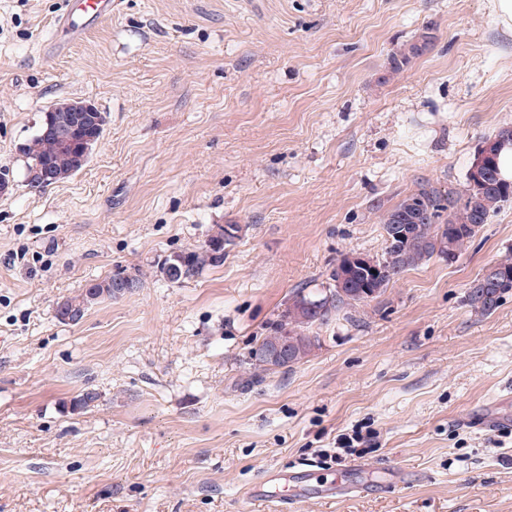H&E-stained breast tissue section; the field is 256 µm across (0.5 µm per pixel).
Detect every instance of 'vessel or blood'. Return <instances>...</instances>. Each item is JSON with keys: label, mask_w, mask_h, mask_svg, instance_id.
<instances>
[{"label": "vessel or blood", "mask_w": 512, "mask_h": 512, "mask_svg": "<svg viewBox=\"0 0 512 512\" xmlns=\"http://www.w3.org/2000/svg\"><path fill=\"white\" fill-rule=\"evenodd\" d=\"M117 0H64L51 37L44 43L48 56L66 53L104 20L110 19ZM337 482L317 483L312 471L300 472L271 468L255 480L249 500L262 501L275 512H289L293 504L309 498L329 499L335 496Z\"/></svg>", "instance_id": "b4317fda"}]
</instances>
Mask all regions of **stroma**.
<instances>
[{
    "label": "stroma",
    "mask_w": 512,
    "mask_h": 512,
    "mask_svg": "<svg viewBox=\"0 0 512 512\" xmlns=\"http://www.w3.org/2000/svg\"><path fill=\"white\" fill-rule=\"evenodd\" d=\"M60 2L0 0V512H269L249 484L311 462L360 494L296 512H512V427L479 424L512 419V292L489 316L466 302L512 255V204L300 363H248L295 289L328 287L342 254L381 256L384 210L461 186L512 126V33L488 0H120L46 57ZM64 100L95 104L104 135L31 189L22 147ZM228 224L222 264L161 274ZM118 270L138 288L55 319ZM355 427L372 452L322 462ZM389 468L402 482L381 483ZM431 40L432 36L429 33H422L403 50L393 53L390 59L392 72L403 70L413 58L420 56L428 48Z\"/></svg>",
    "instance_id": "obj_1"
}]
</instances>
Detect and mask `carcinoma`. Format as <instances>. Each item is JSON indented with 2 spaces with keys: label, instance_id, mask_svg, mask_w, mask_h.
I'll use <instances>...</instances> for the list:
<instances>
[{
  "label": "carcinoma",
  "instance_id": "obj_1",
  "mask_svg": "<svg viewBox=\"0 0 512 512\" xmlns=\"http://www.w3.org/2000/svg\"><path fill=\"white\" fill-rule=\"evenodd\" d=\"M431 40L432 36L422 33L404 49L393 53L392 72L403 70L428 48ZM48 116L49 122H40L36 133L22 147L28 159L27 168L35 163L41 165L39 173L26 179L32 189L45 188L76 173L89 159V154L63 149L59 144L58 132L71 125L72 113L50 112ZM508 202H512V182L501 177L496 156L480 181L468 176L461 189L441 190L423 185L405 196L381 215L385 241L382 256L365 257L363 265L356 270L338 260L330 274L332 296L329 300L320 301L303 288L295 290L273 328L250 350V364L263 371L278 369L263 352L285 338L291 341L288 366L301 362L321 346L318 330L339 319L355 322L353 312L378 297L407 269L435 256H445L450 262L458 258L491 215ZM231 238L232 235L221 227L201 247L167 258L161 272L170 282L179 283L207 266H218L224 260V245ZM494 268L496 283L479 286L466 297L468 305L482 315L493 313L503 296L512 290V256L500 259ZM118 279L128 280L131 289L138 287V279L122 272L92 280L78 294L57 303L55 318L65 324L70 310L77 308L86 312L104 297H118L113 291Z\"/></svg>",
  "mask_w": 512,
  "mask_h": 512
}]
</instances>
